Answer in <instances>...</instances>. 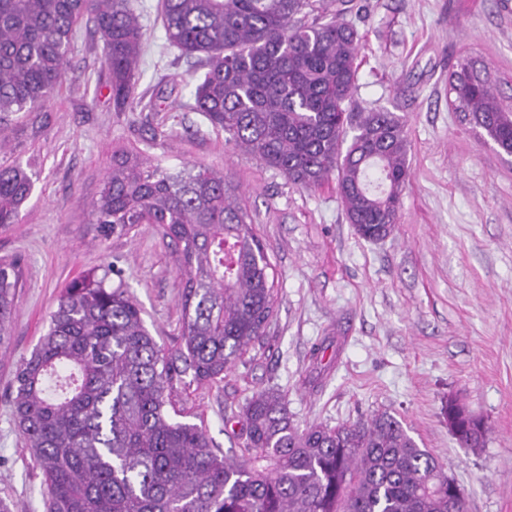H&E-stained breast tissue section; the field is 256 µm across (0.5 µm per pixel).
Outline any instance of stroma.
Listing matches in <instances>:
<instances>
[{"label":"stroma","mask_w":512,"mask_h":512,"mask_svg":"<svg viewBox=\"0 0 512 512\" xmlns=\"http://www.w3.org/2000/svg\"><path fill=\"white\" fill-rule=\"evenodd\" d=\"M132 2L146 39L134 111H114L102 42L85 22L51 104L0 120V160L33 175L21 223L0 226V260L17 261L22 275L0 346V500L10 512H45L10 382L73 279L111 268L109 285L140 304L152 336L181 341V280L159 228L105 237L87 221L113 150L134 147L240 185L276 267L265 336L224 381L190 390L184 403L217 448L235 453L232 411L275 386L303 425L395 415L444 465L469 512H512V156L448 105V74L466 54L484 59L512 96V0H354L352 20L366 34L356 96L404 116L411 142L400 220L380 242L356 234L335 184L305 190L226 148L223 131L191 108L201 61L169 46L160 0ZM452 398L483 419L479 450L449 430Z\"/></svg>","instance_id":"stroma-1"}]
</instances>
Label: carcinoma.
<instances>
[{
  "label": "carcinoma",
  "mask_w": 512,
  "mask_h": 512,
  "mask_svg": "<svg viewBox=\"0 0 512 512\" xmlns=\"http://www.w3.org/2000/svg\"><path fill=\"white\" fill-rule=\"evenodd\" d=\"M352 2L163 0V23L170 45L205 56L193 109L225 144L303 188L336 182L348 223L378 241L399 222L410 142L402 116L355 99L363 35L344 20ZM85 21L100 36L115 111L131 108L142 26L128 0H0V113L40 109L58 93ZM448 101L512 152V103L487 64L462 56ZM32 187L20 165L0 163L1 226L20 223ZM88 221L106 237L161 228L183 280L182 340L160 344L138 302L106 285L107 268L64 289L12 382L47 512H468L438 459L387 411L302 427L267 387L239 407L235 457L204 424L175 420L182 394L224 380L275 312V265L223 174L116 149ZM17 285V263L0 261V344ZM464 411L456 399L444 408L459 443L479 448L486 429Z\"/></svg>",
  "instance_id": "1"
}]
</instances>
